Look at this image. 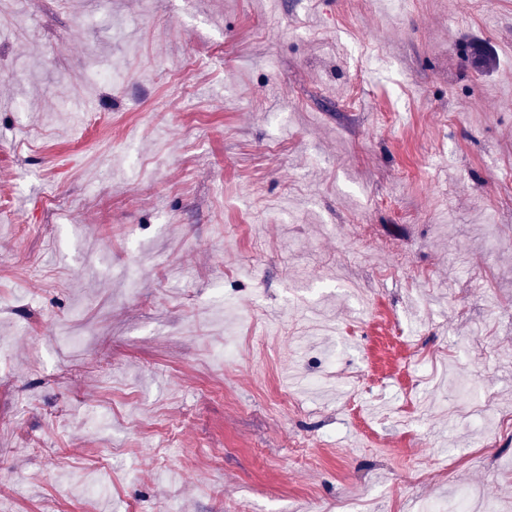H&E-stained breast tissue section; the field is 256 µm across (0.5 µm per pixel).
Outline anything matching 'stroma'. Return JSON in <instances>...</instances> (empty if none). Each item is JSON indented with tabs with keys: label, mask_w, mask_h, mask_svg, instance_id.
<instances>
[{
	"label": "stroma",
	"mask_w": 512,
	"mask_h": 512,
	"mask_svg": "<svg viewBox=\"0 0 512 512\" xmlns=\"http://www.w3.org/2000/svg\"><path fill=\"white\" fill-rule=\"evenodd\" d=\"M495 225L512 0H0V512H512Z\"/></svg>",
	"instance_id": "stroma-1"
}]
</instances>
